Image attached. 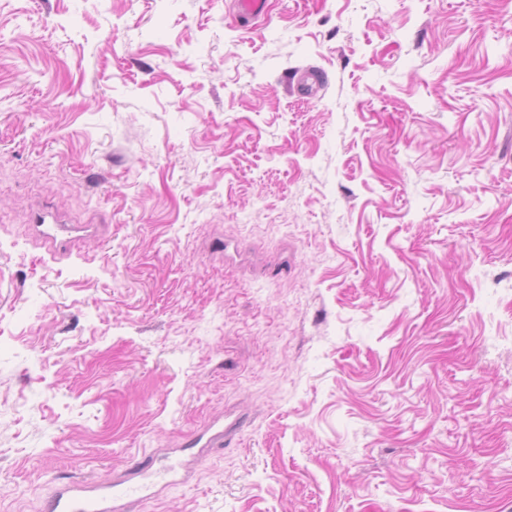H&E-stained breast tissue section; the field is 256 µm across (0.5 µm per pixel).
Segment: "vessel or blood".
I'll use <instances>...</instances> for the list:
<instances>
[{
  "mask_svg": "<svg viewBox=\"0 0 512 512\" xmlns=\"http://www.w3.org/2000/svg\"><path fill=\"white\" fill-rule=\"evenodd\" d=\"M238 19L249 24L266 20L268 0H233ZM36 239L50 257L72 254L81 238L82 226L68 224L49 211H39L32 220ZM180 451L168 449L164 460L141 459L122 472L99 482L69 481L57 485L47 504V512H132L146 486L144 477H162L180 466Z\"/></svg>",
  "mask_w": 512,
  "mask_h": 512,
  "instance_id": "obj_1",
  "label": "vessel or blood"
}]
</instances>
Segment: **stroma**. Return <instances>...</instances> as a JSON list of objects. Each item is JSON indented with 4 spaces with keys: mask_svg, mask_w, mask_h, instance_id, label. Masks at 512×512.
<instances>
[{
    "mask_svg": "<svg viewBox=\"0 0 512 512\" xmlns=\"http://www.w3.org/2000/svg\"><path fill=\"white\" fill-rule=\"evenodd\" d=\"M216 418L135 512H512V0H0V512ZM233 7L237 18L244 24L268 18V0H234ZM32 223L35 238L47 247L53 259L73 254L76 242L84 236L80 233L86 231L84 226L66 224L57 215L44 210L35 214Z\"/></svg>",
    "mask_w": 512,
    "mask_h": 512,
    "instance_id": "obj_1",
    "label": "stroma"
}]
</instances>
